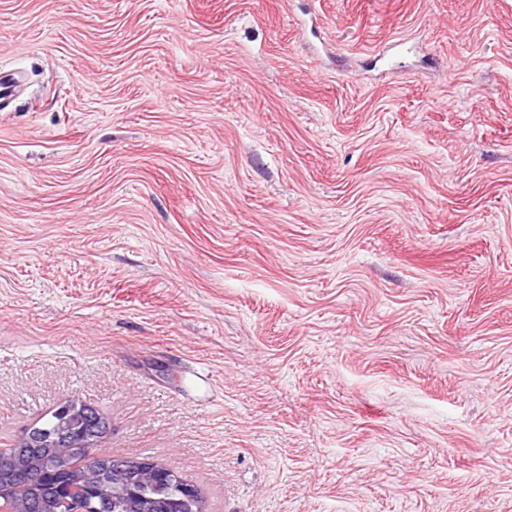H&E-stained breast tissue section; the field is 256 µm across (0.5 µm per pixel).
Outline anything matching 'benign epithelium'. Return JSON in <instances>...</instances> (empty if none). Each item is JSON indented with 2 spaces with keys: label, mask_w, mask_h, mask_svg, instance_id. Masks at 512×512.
Returning a JSON list of instances; mask_svg holds the SVG:
<instances>
[{
  "label": "benign epithelium",
  "mask_w": 512,
  "mask_h": 512,
  "mask_svg": "<svg viewBox=\"0 0 512 512\" xmlns=\"http://www.w3.org/2000/svg\"><path fill=\"white\" fill-rule=\"evenodd\" d=\"M108 431V423L88 405L70 400L60 405L53 418L37 426L34 425L20 436L21 452L28 448L46 447L64 442L73 451L80 453L91 468L105 467L112 470V490L96 489L93 495L98 503L90 501L82 506H73L71 512H100L106 506H112V512H128L130 503L127 480L136 471L144 472L149 482L168 485L181 493V502L185 504L183 512H204L202 497L198 489L182 482L173 470L149 461L114 459L107 460L100 448V440Z\"/></svg>",
  "instance_id": "7a95c632"
}]
</instances>
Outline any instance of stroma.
Here are the masks:
<instances>
[{
    "label": "stroma",
    "instance_id": "stroma-1",
    "mask_svg": "<svg viewBox=\"0 0 512 512\" xmlns=\"http://www.w3.org/2000/svg\"><path fill=\"white\" fill-rule=\"evenodd\" d=\"M5 73L0 448L512 512V0H0Z\"/></svg>",
    "mask_w": 512,
    "mask_h": 512
}]
</instances>
